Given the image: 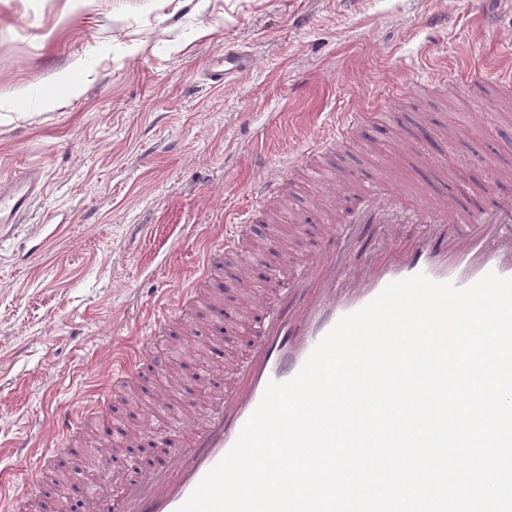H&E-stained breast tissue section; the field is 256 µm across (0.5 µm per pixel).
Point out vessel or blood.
<instances>
[{
	"label": "vessel or blood",
	"mask_w": 512,
	"mask_h": 512,
	"mask_svg": "<svg viewBox=\"0 0 512 512\" xmlns=\"http://www.w3.org/2000/svg\"><path fill=\"white\" fill-rule=\"evenodd\" d=\"M253 64L243 51H225L216 57L209 76L220 83L236 77ZM44 191L38 170L30 168L0 181V225L26 221L34 202ZM367 223L384 230L394 222L399 207L398 192L388 174H381L366 198ZM415 224H489L493 237L477 240L459 235L444 248L433 237L422 235L407 249H392L384 261L359 259L357 253L338 255L339 229H331L315 257L302 260L290 279L277 290L276 301L261 295L256 299L255 339L250 357L235 369L230 392H217L202 421L184 415L193 431L187 441L168 442L170 468L132 480L120 499L108 500L107 512H175L203 476L229 451L244 424L259 405L269 382H285L302 368L323 336L344 315L372 300L389 282L424 273L437 282L458 287L475 283L488 272L512 277V199L501 200L496 215H463L443 202H423L414 207ZM238 238L228 236L223 247L211 250L201 283L224 270V250L232 249Z\"/></svg>",
	"instance_id": "b4317fda"
}]
</instances>
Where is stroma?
<instances>
[{
  "label": "stroma",
  "mask_w": 512,
  "mask_h": 512,
  "mask_svg": "<svg viewBox=\"0 0 512 512\" xmlns=\"http://www.w3.org/2000/svg\"><path fill=\"white\" fill-rule=\"evenodd\" d=\"M509 40L512 6L488 0H0V178L36 166L45 180L33 223L0 236V497L38 474L35 447L60 445L59 410L83 414L72 448L91 434L109 445L130 409L117 395L111 422L91 409L113 355L133 351L255 206L251 184L340 115L372 120L321 160L335 196L293 169L263 206L261 231L279 241L247 267L251 284L314 253L347 189L364 196L381 169L411 203L482 212L512 194V105L480 91ZM228 48L254 64L213 83L209 61ZM385 99L391 111H375ZM208 288L223 290L221 309L153 345L168 364L192 357L202 379L218 340L240 361L252 343L234 281ZM154 460L144 439L117 456L103 498Z\"/></svg>",
  "instance_id": "1"
}]
</instances>
